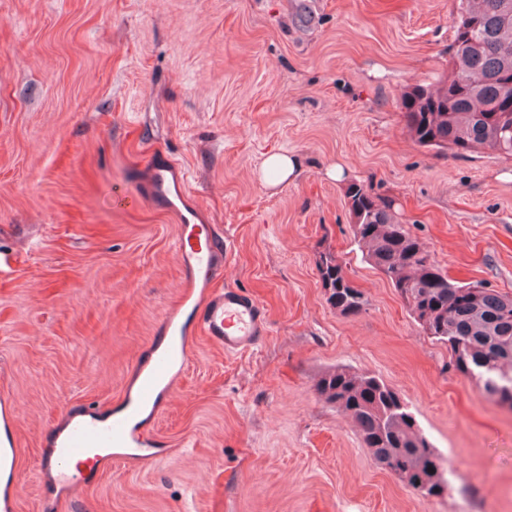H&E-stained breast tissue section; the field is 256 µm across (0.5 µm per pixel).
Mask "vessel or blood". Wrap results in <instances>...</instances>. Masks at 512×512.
Returning a JSON list of instances; mask_svg holds the SVG:
<instances>
[{
    "instance_id": "1",
    "label": "vessel or blood",
    "mask_w": 512,
    "mask_h": 512,
    "mask_svg": "<svg viewBox=\"0 0 512 512\" xmlns=\"http://www.w3.org/2000/svg\"><path fill=\"white\" fill-rule=\"evenodd\" d=\"M148 166L149 174L141 183L143 197L156 209L178 218L175 252L187 287L180 303L191 306L193 323L191 328L176 329L175 312L167 313L159 330L170 336L171 343L151 356L148 368L139 369L136 395L128 399L123 415L110 419L91 408L69 420L53 451L40 459L41 468L56 472L58 479L68 484L77 480L83 469H96L107 450L116 461H155V454L144 453L145 441L136 433L134 422L143 405L172 391L189 365L196 337L233 355L256 349L269 334L266 313L251 296L230 285L213 289L212 283L229 264L232 250L221 226L203 223L197 211L179 209V202L190 195L185 172L165 156L150 158ZM198 284L206 294L195 304L189 290Z\"/></svg>"
}]
</instances>
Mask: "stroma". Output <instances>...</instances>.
<instances>
[{
    "label": "stroma",
    "instance_id": "obj_1",
    "mask_svg": "<svg viewBox=\"0 0 512 512\" xmlns=\"http://www.w3.org/2000/svg\"><path fill=\"white\" fill-rule=\"evenodd\" d=\"M308 27L293 18L300 6ZM457 0H0V391L21 445L15 512H512V409L453 370L362 256L344 191L369 185L443 271L512 294V159L416 145L409 87L448 72ZM294 181L260 180L272 152ZM163 154L233 256L230 284L265 309L256 350L197 338L160 413L148 467L90 485L41 472L52 435L119 407L182 294L172 214L140 195ZM343 169L327 177L328 166ZM331 249L367 299L327 301ZM392 386L450 469L427 498L372 459L316 391L325 370ZM300 157L284 152L269 154L262 165V179L267 187L274 188L285 181L294 180L301 172Z\"/></svg>",
    "mask_w": 512,
    "mask_h": 512
}]
</instances>
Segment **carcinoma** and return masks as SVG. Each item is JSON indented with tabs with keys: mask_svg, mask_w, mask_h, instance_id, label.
<instances>
[{
	"mask_svg": "<svg viewBox=\"0 0 512 512\" xmlns=\"http://www.w3.org/2000/svg\"><path fill=\"white\" fill-rule=\"evenodd\" d=\"M512 0H459L448 75L435 86L416 85L402 99L405 127L418 145L455 154L492 151L512 157ZM345 196L355 242L365 258L399 294L410 315L432 338L448 345L450 364L479 373L506 390L487 398L512 408V296L479 283L448 277L433 252L401 224L392 203L361 182ZM317 270L330 304L357 315L367 300L352 291L345 266L328 249ZM318 394L348 415L373 459L390 461V473L427 497L445 490L441 457L398 392L378 376L338 366L315 383Z\"/></svg>",
	"mask_w": 512,
	"mask_h": 512,
	"instance_id": "carcinoma-1",
	"label": "carcinoma"
}]
</instances>
